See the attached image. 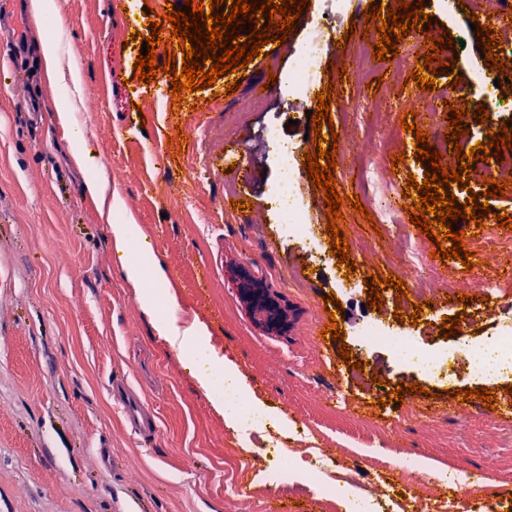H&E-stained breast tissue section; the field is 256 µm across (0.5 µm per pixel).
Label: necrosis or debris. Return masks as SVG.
<instances>
[{
  "label": "necrosis or debris",
  "instance_id": "obj_1",
  "mask_svg": "<svg viewBox=\"0 0 512 512\" xmlns=\"http://www.w3.org/2000/svg\"><path fill=\"white\" fill-rule=\"evenodd\" d=\"M326 2L324 13L317 15L312 22V32L306 45L295 53L292 68L286 78L288 106L298 112L315 107L323 44L330 32L340 27L343 18L354 7V0ZM413 66L410 52L404 51L395 57L384 74H377L370 61V45L365 42L356 48L350 72L360 94L366 90L368 84L379 78L383 79L388 88L400 87L403 75ZM469 84L478 88L482 99L494 103L496 110L489 113L486 130L497 133L500 112L512 111V85L495 84L493 77L481 68L471 71ZM359 94L354 98L338 97L337 111L346 113L367 110L373 112L375 118L361 124L360 135L343 133L338 142L337 154L341 161L350 162L363 181L370 184L377 175V157L394 152L401 134L396 129L381 126L377 120L378 114L390 110V96H379L365 104L361 102ZM265 140L267 144L275 147L277 154L278 179L270 188L271 202L289 239L301 245L306 244L315 238L316 226L296 186L295 169L299 146L283 141L279 130L273 126L266 129ZM389 239L393 245L394 261H387L378 249L368 248L360 253L367 269L372 270L388 263L395 273L403 274L427 265L428 260L420 240L413 237L405 226L393 224ZM356 334L361 345H383L398 362L430 375L442 374L449 364L456 362L467 366L470 372L481 375H491L504 368L512 369V324L499 326L494 336L483 341L471 344L453 343L437 350L427 349L421 337L415 336L413 330L389 329L378 320L363 322L357 328ZM357 473V468L339 465L337 458L322 448L316 450L306 469L308 479L321 484L322 493L328 498L336 493L334 476L343 475L351 481ZM491 476L492 473L488 470L480 474L457 473L451 487L439 488L427 498L426 512H469L474 495L483 483L490 481Z\"/></svg>",
  "mask_w": 512,
  "mask_h": 512
}]
</instances>
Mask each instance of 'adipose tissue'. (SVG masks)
Returning a JSON list of instances; mask_svg holds the SVG:
<instances>
[{
	"instance_id": "adipose-tissue-1",
	"label": "adipose tissue",
	"mask_w": 512,
	"mask_h": 512,
	"mask_svg": "<svg viewBox=\"0 0 512 512\" xmlns=\"http://www.w3.org/2000/svg\"><path fill=\"white\" fill-rule=\"evenodd\" d=\"M151 272L158 282H166V271L161 262L151 253H141L125 268V278L137 292L141 309L149 315L156 316L155 329L159 337L163 338L171 347L176 349L193 348L206 352L214 367L223 369V376L210 373L198 375V386L207 392L214 391L221 379H228L236 383H243L244 378L237 363L225 358L222 349L216 345L209 328L199 320L189 322L179 319L175 314L177 304L175 301L161 303L158 294L143 285L144 272ZM168 307L170 314L159 317L160 307Z\"/></svg>"
}]
</instances>
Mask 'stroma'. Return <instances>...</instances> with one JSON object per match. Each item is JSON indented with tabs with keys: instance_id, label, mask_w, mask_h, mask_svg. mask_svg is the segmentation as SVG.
Returning a JSON list of instances; mask_svg holds the SVG:
<instances>
[{
	"instance_id": "obj_1",
	"label": "stroma",
	"mask_w": 512,
	"mask_h": 512,
	"mask_svg": "<svg viewBox=\"0 0 512 512\" xmlns=\"http://www.w3.org/2000/svg\"><path fill=\"white\" fill-rule=\"evenodd\" d=\"M178 2L56 0L37 16L30 0H0V512H344L302 473L274 482L261 443L228 453L232 431L195 382L211 371L208 356L185 357L158 337L124 278L142 252L164 265L181 318L204 322L238 363L268 430L306 426L310 445L379 479L403 455L444 473L496 464L495 512H506L512 371L438 380L397 363L385 348L356 346L358 323L395 311V289L382 287L384 308L370 309L367 271L357 266L346 276L336 257L314 260L288 239L268 203L278 170L265 128H284L308 152L313 124L289 110L284 84L266 87L262 110L249 102L268 70L288 71L318 0H308L276 55L186 92L180 107L170 75L135 79L142 45L130 40L135 32L150 36V22ZM46 38L79 72V86L50 84L40 54ZM110 73L128 80L140 112L125 111L113 96ZM230 81L238 88L229 96ZM37 84L45 90L40 124L18 106ZM67 99L75 117L64 124L58 109ZM179 130L182 144H169ZM391 162L379 159L372 187L336 169L337 194L365 204L373 191H403L407 178ZM101 173L124 203V223L137 228L123 249L109 236L112 215L85 191ZM241 193L251 195L255 214L228 206ZM345 277L353 289L340 287ZM331 294L344 309L340 344L322 336ZM446 294L436 289L415 325L433 348L444 343L447 317L485 306L479 288L467 289L468 305ZM344 345L353 363L342 359ZM380 370L425 391L378 401L371 377ZM119 374L155 408V437L129 431L109 391ZM479 387L493 391V405L455 396ZM414 408L422 424L408 423ZM244 463L249 486L242 491L235 479Z\"/></svg>"
}]
</instances>
